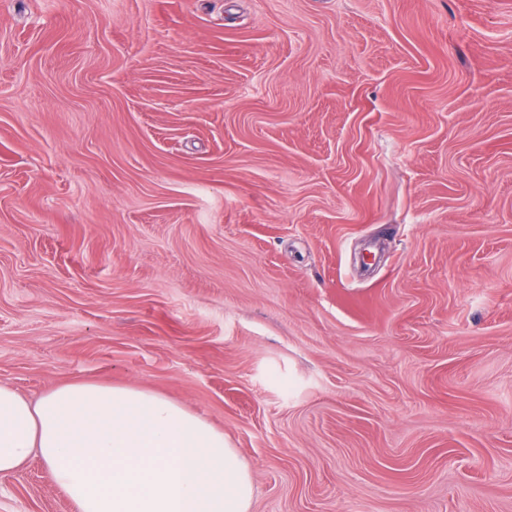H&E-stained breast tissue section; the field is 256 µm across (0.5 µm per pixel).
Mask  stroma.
<instances>
[{
	"label": "stroma",
	"instance_id": "stroma-1",
	"mask_svg": "<svg viewBox=\"0 0 512 512\" xmlns=\"http://www.w3.org/2000/svg\"><path fill=\"white\" fill-rule=\"evenodd\" d=\"M73 380L251 512H512V0H0V381Z\"/></svg>",
	"mask_w": 512,
	"mask_h": 512
}]
</instances>
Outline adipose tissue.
Segmentation results:
<instances>
[{
    "label": "adipose tissue",
    "mask_w": 512,
    "mask_h": 512,
    "mask_svg": "<svg viewBox=\"0 0 512 512\" xmlns=\"http://www.w3.org/2000/svg\"><path fill=\"white\" fill-rule=\"evenodd\" d=\"M40 455L78 512H249L251 465L223 431L135 386L0 382V474Z\"/></svg>",
    "instance_id": "1"
}]
</instances>
